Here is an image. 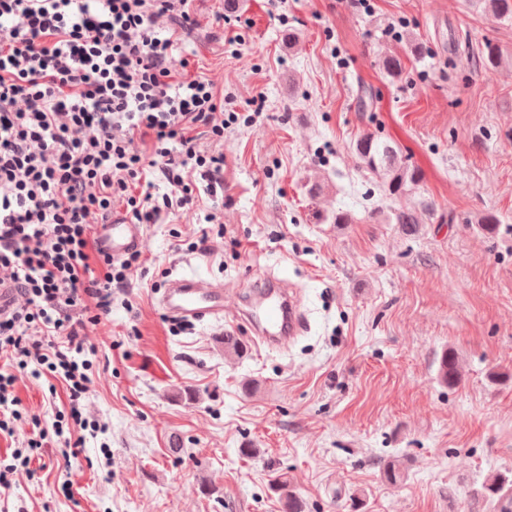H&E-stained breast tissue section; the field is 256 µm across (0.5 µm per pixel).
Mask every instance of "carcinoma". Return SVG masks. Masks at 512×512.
<instances>
[{
    "label": "carcinoma",
    "mask_w": 512,
    "mask_h": 512,
    "mask_svg": "<svg viewBox=\"0 0 512 512\" xmlns=\"http://www.w3.org/2000/svg\"><path fill=\"white\" fill-rule=\"evenodd\" d=\"M478 6L490 12L499 19L512 20V0H478ZM484 66L493 70L503 61L499 47L487 43L483 49ZM355 150L366 168L380 176L385 194L398 197L405 191L417 186L422 180L420 170L409 166L400 154V149L389 141H383L372 134H365L355 143ZM389 221L399 225L406 235L418 232L419 216L415 208L399 206L393 210ZM439 379L448 384L456 380L458 371L455 358L442 355L438 367ZM508 479L496 474L485 477L480 489L474 493V501L480 502L488 497L501 493ZM271 489L278 495L285 506V512H304L302 502L293 492L290 482L283 475H277L271 480Z\"/></svg>",
    "instance_id": "cac0c4a2"
}]
</instances>
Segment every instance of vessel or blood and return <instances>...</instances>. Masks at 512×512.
<instances>
[{
    "label": "vessel or blood",
    "mask_w": 512,
    "mask_h": 512,
    "mask_svg": "<svg viewBox=\"0 0 512 512\" xmlns=\"http://www.w3.org/2000/svg\"><path fill=\"white\" fill-rule=\"evenodd\" d=\"M94 232L100 248L118 257L142 248L140 225L113 218L98 224ZM259 303L254 312L236 313L232 326L254 330L256 343L264 348L282 347L311 329L308 315L300 308L295 290L279 284H262ZM163 312L182 322H205L224 317V286L199 275H182L168 279L158 299Z\"/></svg>",
    "instance_id": "obj_1"
}]
</instances>
